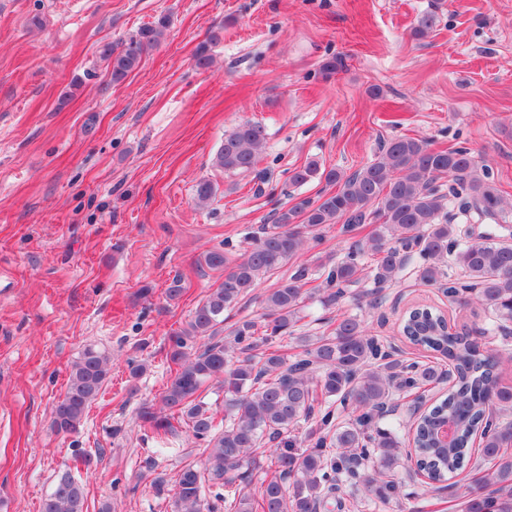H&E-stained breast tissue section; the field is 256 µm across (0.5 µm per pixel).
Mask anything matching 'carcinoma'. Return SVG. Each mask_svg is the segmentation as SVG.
Returning a JSON list of instances; mask_svg holds the SVG:
<instances>
[{
  "mask_svg": "<svg viewBox=\"0 0 512 512\" xmlns=\"http://www.w3.org/2000/svg\"><path fill=\"white\" fill-rule=\"evenodd\" d=\"M168 26L163 16L115 45L99 44L96 53L111 81L120 83L139 68ZM265 143L261 124L240 123L224 135L213 166L229 176L251 174ZM314 180L336 190L278 209L273 224L234 261L223 247L203 255L204 264L221 273L220 282L169 337L175 369L162 408L139 413L141 427L166 443L178 444L185 433L197 447L181 454L173 473H155V494L168 500L171 512H352L366 501L386 505L398 498L405 482L399 467L408 462L427 479L426 493L453 490L461 512H512V386L498 375L512 354L484 350L451 332L440 310L419 305L405 311L400 333L448 360V368L407 363L369 334L359 315L333 314L362 279L371 280L377 296L412 264L421 282L445 287L448 299L473 292L474 302L497 321L512 322V242L490 235L464 241L455 223L458 215L473 213L508 221L491 168L466 146L435 149L423 139L398 137L348 176L315 159L289 170L291 186ZM216 193L204 178L195 187L196 203L205 205ZM334 224L371 229L343 255L329 254L317 264L322 281L315 290L327 312L319 318L322 334L296 335L313 276L302 266L264 295L260 319H240L219 337L224 311ZM109 363L91 346L74 362L53 408L57 433L77 431L103 390ZM444 381L448 391L418 419L377 425L402 396L414 394L422 404L425 392ZM209 382L224 393L220 419L202 397ZM304 423L309 428L299 436ZM448 424L453 434L442 444L439 432ZM468 468L481 470L486 491L450 482ZM255 471L263 476L250 492ZM346 486L362 497L340 495ZM41 512H85L83 484L61 475Z\"/></svg>",
  "mask_w": 512,
  "mask_h": 512,
  "instance_id": "cac0c4a2",
  "label": "carcinoma"
}]
</instances>
